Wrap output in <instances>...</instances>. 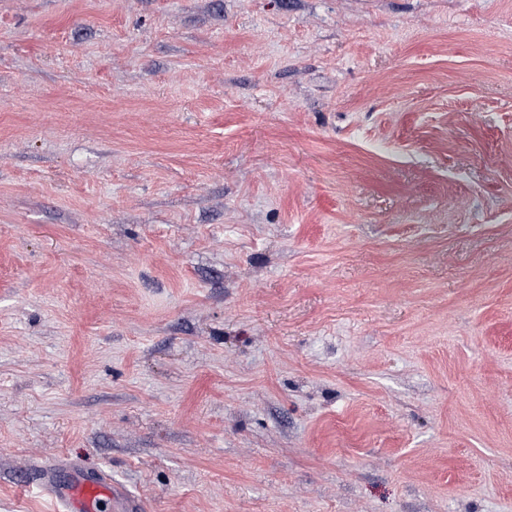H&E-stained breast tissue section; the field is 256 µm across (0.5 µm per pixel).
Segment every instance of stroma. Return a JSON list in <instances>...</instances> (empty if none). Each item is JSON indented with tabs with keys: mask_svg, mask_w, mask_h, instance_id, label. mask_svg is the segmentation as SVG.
I'll return each instance as SVG.
<instances>
[{
	"mask_svg": "<svg viewBox=\"0 0 512 512\" xmlns=\"http://www.w3.org/2000/svg\"><path fill=\"white\" fill-rule=\"evenodd\" d=\"M512 512V0H0V512ZM71 479L67 482L47 480L41 486L51 497L56 512H102L112 508L117 512H134L130 495L112 485V478L102 471L85 472L65 464Z\"/></svg>",
	"mask_w": 512,
	"mask_h": 512,
	"instance_id": "1",
	"label": "stroma"
}]
</instances>
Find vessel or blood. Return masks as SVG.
I'll return each mask as SVG.
<instances>
[{
    "label": "vessel or blood",
    "instance_id": "1",
    "mask_svg": "<svg viewBox=\"0 0 512 512\" xmlns=\"http://www.w3.org/2000/svg\"><path fill=\"white\" fill-rule=\"evenodd\" d=\"M70 473L69 481L49 480L42 485L55 512H135L130 495L113 485L105 472L89 473L74 466Z\"/></svg>",
    "mask_w": 512,
    "mask_h": 512
}]
</instances>
